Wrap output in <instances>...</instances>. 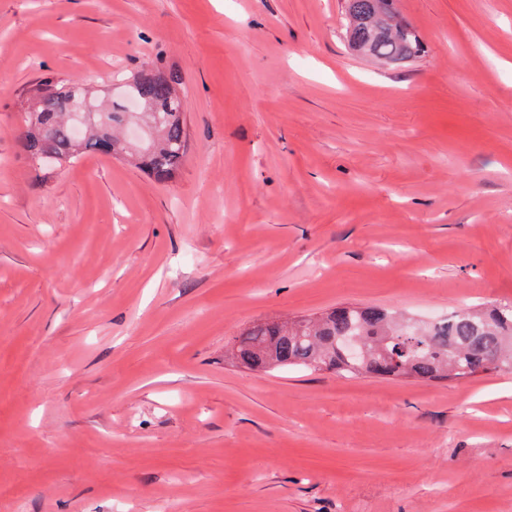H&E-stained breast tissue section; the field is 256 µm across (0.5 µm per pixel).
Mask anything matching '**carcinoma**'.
Listing matches in <instances>:
<instances>
[{"label": "carcinoma", "mask_w": 512, "mask_h": 512, "mask_svg": "<svg viewBox=\"0 0 512 512\" xmlns=\"http://www.w3.org/2000/svg\"><path fill=\"white\" fill-rule=\"evenodd\" d=\"M343 16L347 48L359 56L391 66L422 49L394 0H345ZM181 83L176 71L123 73L105 91L45 80L21 104L18 137L41 171L102 153L166 182L186 156ZM225 354L258 374L303 368L347 377L461 380L512 371V302L462 307L433 320L392 307L338 306L313 318L254 324Z\"/></svg>", "instance_id": "carcinoma-1"}]
</instances>
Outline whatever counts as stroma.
I'll return each mask as SVG.
<instances>
[{
    "label": "stroma",
    "instance_id": "1",
    "mask_svg": "<svg viewBox=\"0 0 512 512\" xmlns=\"http://www.w3.org/2000/svg\"><path fill=\"white\" fill-rule=\"evenodd\" d=\"M423 43L348 54L344 0H0V512H512V372L258 376L257 322L512 301V0H396ZM183 77L162 183L39 174L43 77Z\"/></svg>",
    "mask_w": 512,
    "mask_h": 512
}]
</instances>
